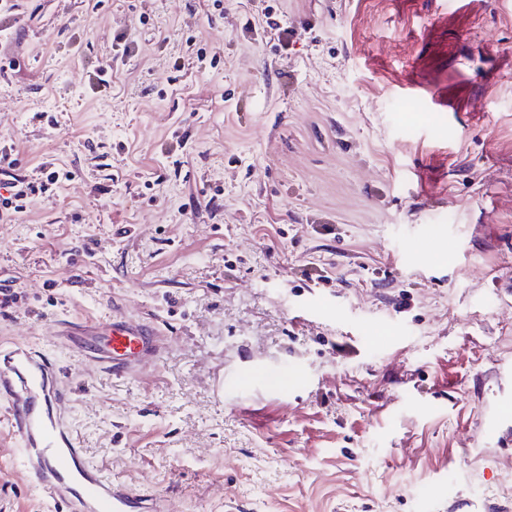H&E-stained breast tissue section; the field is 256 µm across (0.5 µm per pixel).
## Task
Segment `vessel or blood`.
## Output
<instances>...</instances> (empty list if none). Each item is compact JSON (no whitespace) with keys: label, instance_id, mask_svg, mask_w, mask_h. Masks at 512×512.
Wrapping results in <instances>:
<instances>
[{"label":"vessel or blood","instance_id":"1","mask_svg":"<svg viewBox=\"0 0 512 512\" xmlns=\"http://www.w3.org/2000/svg\"><path fill=\"white\" fill-rule=\"evenodd\" d=\"M62 334L82 357L118 379L158 359L167 341L157 327L121 319L67 324ZM59 380L46 355L23 345L0 349V419L56 512H166L163 498L140 494L90 464L66 417L69 393Z\"/></svg>","mask_w":512,"mask_h":512}]
</instances>
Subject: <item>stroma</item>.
I'll return each instance as SVG.
<instances>
[{
    "label": "stroma",
    "mask_w": 512,
    "mask_h": 512,
    "mask_svg": "<svg viewBox=\"0 0 512 512\" xmlns=\"http://www.w3.org/2000/svg\"><path fill=\"white\" fill-rule=\"evenodd\" d=\"M5 28L0 183L69 176L0 212V340L60 369L91 463L169 512H512V0H10ZM115 315L167 336L124 380L57 334ZM51 508L0 422V512Z\"/></svg>",
    "instance_id": "obj_1"
}]
</instances>
